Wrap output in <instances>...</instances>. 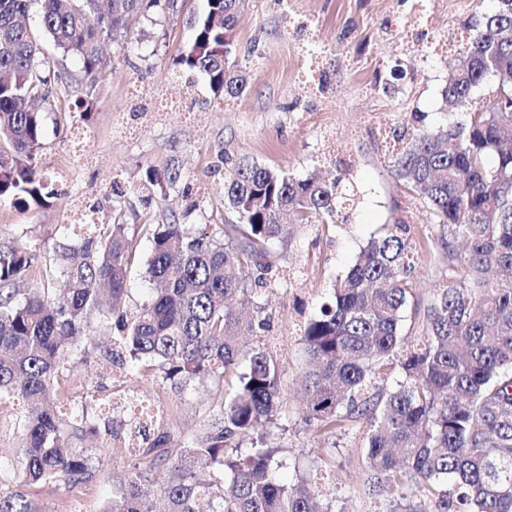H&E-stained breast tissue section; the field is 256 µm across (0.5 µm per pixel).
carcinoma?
Here are the masks:
<instances>
[{
  "label": "carcinoma",
  "mask_w": 512,
  "mask_h": 512,
  "mask_svg": "<svg viewBox=\"0 0 512 512\" xmlns=\"http://www.w3.org/2000/svg\"><path fill=\"white\" fill-rule=\"evenodd\" d=\"M177 0H0V202L40 206L47 196L37 166L43 148L40 112L27 100H54L73 85L47 64L41 41L77 58L81 116L96 99L95 76L105 67L100 44L128 27L132 16L175 11ZM245 0H206L178 63L209 77L216 96L236 97L248 78L235 61L233 30ZM37 11L39 32L23 23ZM458 63L442 90L453 112L476 88L496 82L500 97L470 108L434 131L393 132L403 143L393 168L441 233L438 246L455 258L428 302L414 292L417 247L407 225L391 224L355 256L319 310L302 343L306 411L303 420L330 427L339 420L367 425L369 491L401 500L415 483L434 512H512V0L470 26ZM224 210L231 218L192 232L181 224L150 231L144 272L149 288L131 308L128 225L94 229L80 244L61 242L54 267L65 288L37 276L38 255L0 246V404L30 406L16 419V450L0 454V473L19 486L86 484L99 472L98 449L117 446L124 424L92 415L101 384L63 419L56 411L63 384L92 355L134 376L152 373L177 394L209 378L222 381L217 419L182 445L162 427L144 431L143 446L115 452L131 458L112 475L103 512H334L308 481L281 477L284 460L275 430L286 401L277 361L242 336L266 330L261 297L278 274L267 245L283 246L302 224H335L346 192L341 180L312 174L296 179L257 162L216 167ZM181 178L176 164L164 176L147 172L165 192ZM453 241H448L447 236ZM35 278L22 293L17 284ZM422 319V338L401 335L408 309ZM113 336L109 343L100 336ZM403 380L387 384L388 365ZM95 440L100 448H88ZM0 512H34L20 490L0 491Z\"/></svg>",
  "instance_id": "cac0c4a2"
}]
</instances>
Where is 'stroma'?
<instances>
[{
	"label": "stroma",
	"mask_w": 512,
	"mask_h": 512,
	"mask_svg": "<svg viewBox=\"0 0 512 512\" xmlns=\"http://www.w3.org/2000/svg\"><path fill=\"white\" fill-rule=\"evenodd\" d=\"M416 2L247 0L233 35L249 85L232 99L215 96L204 75L176 63L191 35L187 21L202 12L205 0H178L176 13L138 17L103 47L107 65L88 118L66 94L42 111L44 148L37 163L56 196L41 207L0 203V245L37 250L45 260L56 243H79V210H90L99 224L132 225L137 247L129 286L136 304L145 295L150 225L174 221L196 230L223 223L222 180L213 170L224 158L254 159L296 178L317 171L341 179L351 198L335 227L310 224L289 245L270 244L281 280L263 299L269 327L245 340L281 367L288 405L278 435L288 463L284 478L293 484L297 472L307 473L335 496L338 512H387L390 497L366 490L364 422L321 430L303 422V328L359 249L386 225L408 224L409 238L420 245L412 278L421 297L447 269L448 256L432 244L439 226L394 175L391 132L446 124L442 89L467 26L496 4L426 0V17L418 23ZM173 158L182 181L163 192L141 187L147 168L165 169ZM88 375L102 385L100 401L121 394L166 413L172 443L214 417L218 381L178 398L155 379L127 376L100 358L71 379L59 411L73 407ZM101 459L95 482L27 489L37 512H101L112 473L123 465L109 450Z\"/></svg>",
	"instance_id": "35a3bbf8"
}]
</instances>
